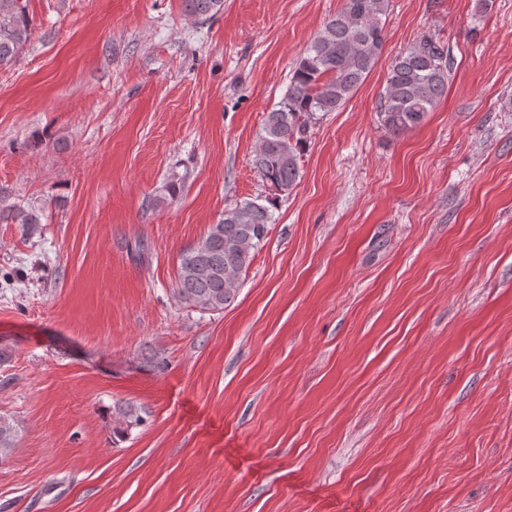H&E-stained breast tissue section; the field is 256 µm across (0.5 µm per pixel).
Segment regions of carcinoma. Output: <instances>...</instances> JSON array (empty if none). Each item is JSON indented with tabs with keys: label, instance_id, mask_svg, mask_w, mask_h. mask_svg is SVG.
<instances>
[{
	"label": "carcinoma",
	"instance_id": "cac0c4a2",
	"mask_svg": "<svg viewBox=\"0 0 512 512\" xmlns=\"http://www.w3.org/2000/svg\"><path fill=\"white\" fill-rule=\"evenodd\" d=\"M224 0H183L184 12L209 18ZM389 0H343L297 60L290 83L267 113L253 166L273 191L285 195L300 177L299 159L310 130L325 115L339 110L375 67L385 44L383 17ZM32 21L21 0H0V68L25 51ZM452 71L448 44L423 35L396 55L388 68L378 121L393 134L420 125L445 95ZM17 224H38L40 210L17 209ZM272 213L268 206L245 201L224 210L196 245L181 254L178 301L202 311H222L237 294L243 273L266 244ZM145 422L142 409L127 403L118 409L112 433L123 438ZM18 437L14 420L0 416V463Z\"/></svg>",
	"mask_w": 512,
	"mask_h": 512
}]
</instances>
